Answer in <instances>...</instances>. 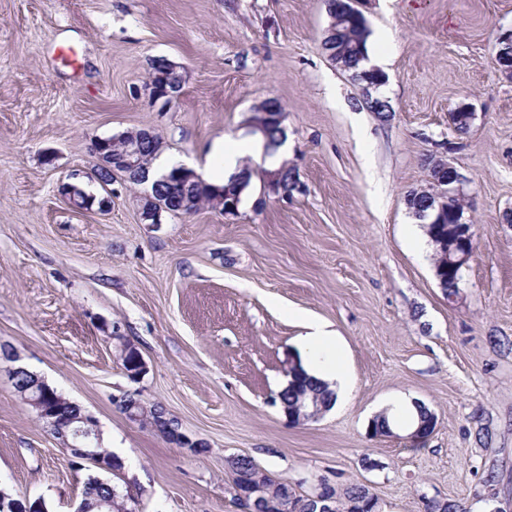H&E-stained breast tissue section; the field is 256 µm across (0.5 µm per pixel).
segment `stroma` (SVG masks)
<instances>
[{
    "label": "stroma",
    "mask_w": 512,
    "mask_h": 512,
    "mask_svg": "<svg viewBox=\"0 0 512 512\" xmlns=\"http://www.w3.org/2000/svg\"><path fill=\"white\" fill-rule=\"evenodd\" d=\"M356 6L370 52L389 58L385 121L321 49L325 0H0V488L72 512L96 472L70 467L17 396L15 355L96 418L135 512H242L239 455L300 496L362 484L378 512H512V80L495 62L512 0ZM158 57L184 68L166 108L145 89ZM270 98L287 147L244 156L256 175L236 214L152 224L137 191L88 179L91 141L142 128L163 157L206 167L217 141L254 140ZM461 104L475 114L462 136L449 121ZM428 154L468 179L476 248L451 300L406 204ZM284 162L300 184L286 198L257 175ZM67 182L93 205L72 206ZM302 314L336 332L349 384L295 423L275 397L300 363ZM116 329L146 362L138 380ZM127 391L205 451L130 421L113 402ZM411 401L436 416L425 443L372 435L383 411L405 429Z\"/></svg>",
    "instance_id": "stroma-1"
}]
</instances>
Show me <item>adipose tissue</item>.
I'll list each match as a JSON object with an SVG mask.
<instances>
[{"label": "adipose tissue", "mask_w": 512, "mask_h": 512, "mask_svg": "<svg viewBox=\"0 0 512 512\" xmlns=\"http://www.w3.org/2000/svg\"><path fill=\"white\" fill-rule=\"evenodd\" d=\"M298 350L308 375L327 383L330 390L342 392L346 377L341 365V352L336 337L325 325L311 322L298 339Z\"/></svg>", "instance_id": "1"}]
</instances>
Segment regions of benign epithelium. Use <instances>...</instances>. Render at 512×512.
Returning <instances> with one entry per match:
<instances>
[{
    "label": "benign epithelium",
    "mask_w": 512,
    "mask_h": 512,
    "mask_svg": "<svg viewBox=\"0 0 512 512\" xmlns=\"http://www.w3.org/2000/svg\"><path fill=\"white\" fill-rule=\"evenodd\" d=\"M164 72L156 74L161 80L159 85H148L149 96L161 107H167L173 103L180 93V86L168 82L167 74L181 73V66L170 61L163 60ZM352 78L363 85V102L372 112L383 115L390 113L388 102L371 95L373 86L366 82L364 73L352 74ZM112 143L118 149L112 151L107 148V142L99 139L91 145L92 152L98 157L99 164L96 171H104L108 174L103 183L104 191L112 194V181L119 177L128 181L132 176H138V180L145 181V169L149 168L151 161L157 157L158 148L153 134L148 130L126 131L117 135ZM169 179L164 176L154 183V186L140 193L142 219L153 224L158 223L162 202L158 194L160 184ZM467 179L451 163L439 156L434 160L429 170V186L419 189L422 198L413 202L412 211L421 216L431 211H440L451 197H458L464 193ZM237 196L234 194V185L224 188L223 193L212 197L211 208L224 214H234L238 211ZM456 226L448 237V242L440 243V251L443 259L448 263V269L459 271L466 267L473 256L475 249V225L464 215H455ZM111 338L119 341L118 358L127 363L125 372L133 380H138L146 371V362L137 350V347L117 332H112ZM15 392L28 405L38 413V417L49 429L51 434L60 439L67 450L68 460L81 467L90 464L93 467L105 471H113L112 455H106L99 451L101 447L100 432L97 420L76 403L58 398V403L69 404L75 408V412L68 418L61 417L55 404L49 399L48 383L30 371L23 365H15L10 369ZM325 412L324 407L316 406L312 402L301 401L296 405V414L299 421L314 420ZM436 419L432 418L427 424H419L406 435V439L412 443L424 442L435 430ZM329 484L322 483L317 492L303 498L300 505L304 512H336V497L326 494ZM278 485L262 486L254 491V498L241 497L244 512H273L264 508V503L277 497ZM22 507L26 512H38L39 504L33 505L24 502L14 496H4L0 489V512H13ZM112 501L107 498L91 500V496L83 494L74 506L73 512H110Z\"/></svg>",
    "instance_id": "benign-epithelium-1"
}]
</instances>
